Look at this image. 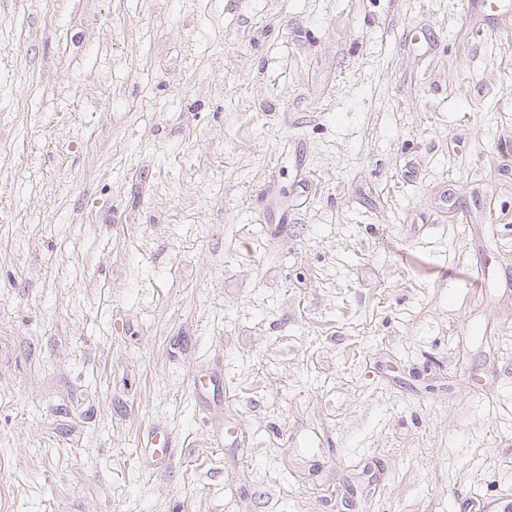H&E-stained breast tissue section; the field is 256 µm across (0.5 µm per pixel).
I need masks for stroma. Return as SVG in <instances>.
Instances as JSON below:
<instances>
[{
	"label": "stroma",
	"instance_id": "stroma-1",
	"mask_svg": "<svg viewBox=\"0 0 512 512\" xmlns=\"http://www.w3.org/2000/svg\"><path fill=\"white\" fill-rule=\"evenodd\" d=\"M480 2L0 0V512L512 507Z\"/></svg>",
	"mask_w": 512,
	"mask_h": 512
}]
</instances>
